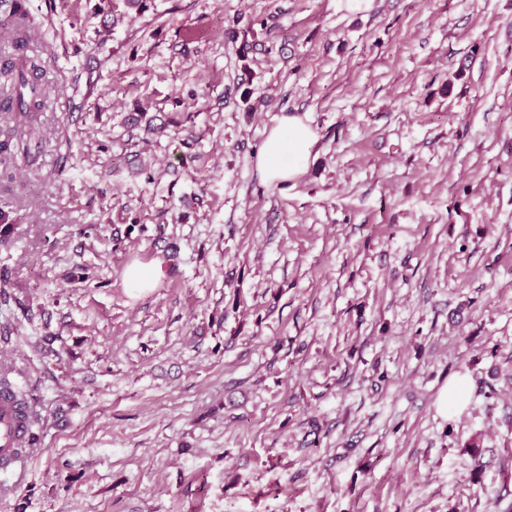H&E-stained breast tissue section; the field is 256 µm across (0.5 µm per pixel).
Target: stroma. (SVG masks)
I'll use <instances>...</instances> for the list:
<instances>
[{
    "label": "stroma",
    "instance_id": "1",
    "mask_svg": "<svg viewBox=\"0 0 512 512\" xmlns=\"http://www.w3.org/2000/svg\"><path fill=\"white\" fill-rule=\"evenodd\" d=\"M98 2H27L0 360L37 420L0 512H512V0H150L102 47ZM286 114L318 141L270 184Z\"/></svg>",
    "mask_w": 512,
    "mask_h": 512
}]
</instances>
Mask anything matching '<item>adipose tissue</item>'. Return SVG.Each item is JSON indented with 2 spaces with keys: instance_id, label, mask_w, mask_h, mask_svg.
Segmentation results:
<instances>
[{
  "instance_id": "obj_1",
  "label": "adipose tissue",
  "mask_w": 512,
  "mask_h": 512,
  "mask_svg": "<svg viewBox=\"0 0 512 512\" xmlns=\"http://www.w3.org/2000/svg\"><path fill=\"white\" fill-rule=\"evenodd\" d=\"M317 139L316 131L302 118L283 117L257 157L260 173L271 183L294 179L304 170Z\"/></svg>"
}]
</instances>
